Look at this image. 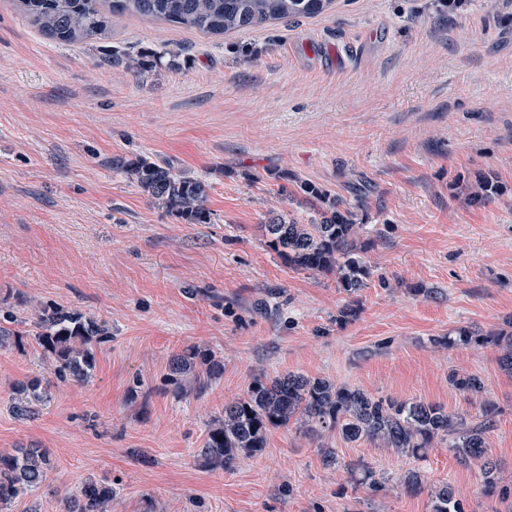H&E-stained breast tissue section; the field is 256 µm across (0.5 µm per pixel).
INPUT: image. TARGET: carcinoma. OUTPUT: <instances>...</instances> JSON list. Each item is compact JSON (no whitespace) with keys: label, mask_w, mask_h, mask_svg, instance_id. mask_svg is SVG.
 <instances>
[{"label":"carcinoma","mask_w":512,"mask_h":512,"mask_svg":"<svg viewBox=\"0 0 512 512\" xmlns=\"http://www.w3.org/2000/svg\"><path fill=\"white\" fill-rule=\"evenodd\" d=\"M333 0H18L22 12L48 38L71 44L103 34L110 18L133 13L158 18L203 33L224 35L286 18L314 17L324 13ZM112 165L123 171L144 192L187 217L201 219L206 212L205 185L186 177L167 163L140 157L122 158ZM307 201L320 213L314 224H299L280 216L264 225L270 246L288 264L315 274H334L339 287L354 294L365 287L371 268L361 256L371 242L356 243L358 225L353 213L339 209L329 194L309 183L300 186ZM492 174H480L469 188L467 200L482 203L497 193ZM110 335L103 320L78 310L49 305L37 310L32 336L50 361L56 378L83 384L95 368V346ZM436 342L453 347H480L488 343L504 349L502 363L512 370V328L476 331L459 327ZM199 367L208 377L224 372V362L212 353L191 346L173 358L169 370L173 382L195 376ZM455 387L476 396L480 380L457 375ZM20 416L36 413L49 401L39 379L21 385L12 397ZM481 420L466 424L454 420L443 407L423 401L397 402L367 396L358 389L324 378L285 374L257 377L245 393L224 404V417L214 420L205 434L201 456L211 467L230 468L241 458L254 457L267 448L271 430L295 426L305 435L340 431L349 442L381 441L416 458L439 441L464 462L479 464L485 491L500 499L512 496L498 486L496 465L487 456L485 434L493 425V405L483 401ZM49 464L39 448H18L0 455V507L41 487L48 480ZM116 488L87 482L69 501L67 512H112ZM430 512H467L444 482L431 494Z\"/></svg>","instance_id":"obj_1"}]
</instances>
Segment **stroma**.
I'll use <instances>...</instances> for the list:
<instances>
[{
	"label": "stroma",
	"instance_id": "35a3bbf8",
	"mask_svg": "<svg viewBox=\"0 0 512 512\" xmlns=\"http://www.w3.org/2000/svg\"><path fill=\"white\" fill-rule=\"evenodd\" d=\"M141 156L204 183L205 222L112 167ZM489 171L498 195L468 204L467 185ZM302 180L372 241L358 293L267 244L275 216L317 222ZM45 305L105 320L112 337L85 384L42 368L30 338L0 345V455L43 448L52 465L4 512H65L89 480L116 484L112 512H430L445 482L468 512H512L441 443L416 459L291 426L228 470L198 455L225 401L259 375L475 418L458 373L499 410L487 448L512 487L500 348L434 343L512 318V0H474L455 18L429 0H334L316 17L219 36L125 14L70 45L0 0V317L14 315L17 332ZM348 305L358 314L339 323ZM190 346L222 359L223 374L173 385L169 362ZM36 376L50 400L17 416L13 390ZM326 447L338 464H324ZM413 470L418 491L403 483Z\"/></svg>",
	"mask_w": 512,
	"mask_h": 512
}]
</instances>
